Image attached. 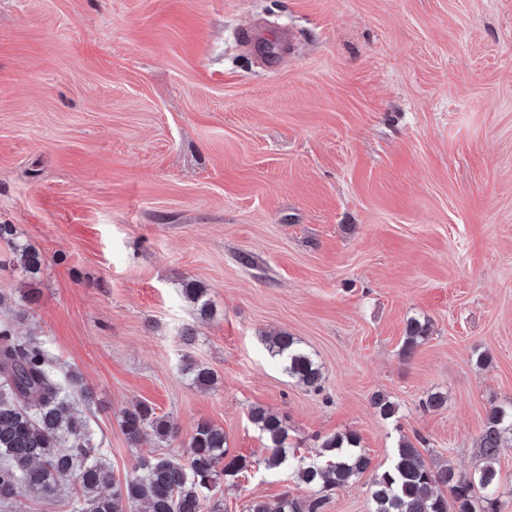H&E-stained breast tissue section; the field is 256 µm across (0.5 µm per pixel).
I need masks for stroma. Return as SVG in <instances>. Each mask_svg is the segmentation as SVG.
<instances>
[{
	"mask_svg": "<svg viewBox=\"0 0 512 512\" xmlns=\"http://www.w3.org/2000/svg\"><path fill=\"white\" fill-rule=\"evenodd\" d=\"M0 224L43 258L24 278L0 240V319L82 377L115 479L157 447L186 460L204 419L249 462L224 512L308 496L266 468L256 405L299 457L350 431L382 469L419 433L428 465L474 471L489 408L512 403V0H0ZM413 318L429 338L407 357ZM271 332L321 390L270 358ZM432 390L445 410L420 408ZM136 401L176 435L130 444ZM79 493L73 475L0 512ZM324 512H372L368 476ZM271 357L276 358L288 377L308 389L319 390L322 372L311 354L288 333L281 332L263 339Z\"/></svg>",
	"mask_w": 512,
	"mask_h": 512,
	"instance_id": "35a3bbf8",
	"label": "stroma"
}]
</instances>
